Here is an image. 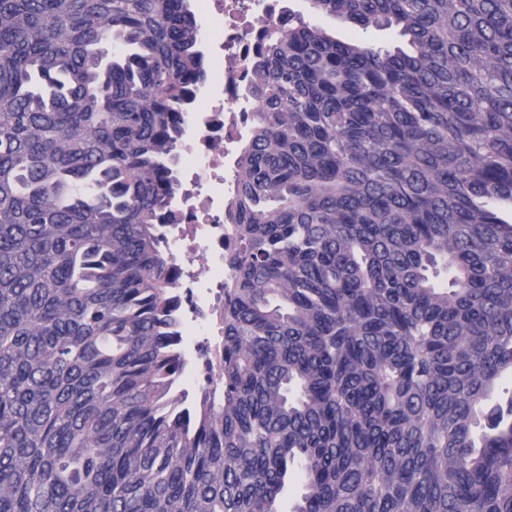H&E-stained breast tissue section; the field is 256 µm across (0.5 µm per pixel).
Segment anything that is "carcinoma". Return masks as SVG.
<instances>
[{
	"mask_svg": "<svg viewBox=\"0 0 512 512\" xmlns=\"http://www.w3.org/2000/svg\"><path fill=\"white\" fill-rule=\"evenodd\" d=\"M228 211L224 398L162 225L191 0H0V512H512V0H307ZM290 2L291 7L300 13L306 21H310L312 23L320 24L327 29L331 30L332 32L336 33V37H348L351 35H356L357 33L353 32L347 25H345L343 22H341L338 19L334 18H318L316 16H313L311 12L309 11L308 4L306 3V0H288Z\"/></svg>",
	"mask_w": 512,
	"mask_h": 512,
	"instance_id": "1",
	"label": "carcinoma"
}]
</instances>
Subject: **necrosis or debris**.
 <instances>
[{"label": "necrosis or debris", "mask_w": 512, "mask_h": 512, "mask_svg": "<svg viewBox=\"0 0 512 512\" xmlns=\"http://www.w3.org/2000/svg\"><path fill=\"white\" fill-rule=\"evenodd\" d=\"M210 24L201 31L211 44V74L219 90L198 96L188 113L190 135L178 146L176 220L164 228L181 305L183 335L205 345L194 371L197 387L224 393V290L237 243L230 231L228 203L239 177L236 165L261 103L247 94L252 64L267 28L288 23L285 0H199Z\"/></svg>", "instance_id": "necrosis-or-debris-1"}]
</instances>
